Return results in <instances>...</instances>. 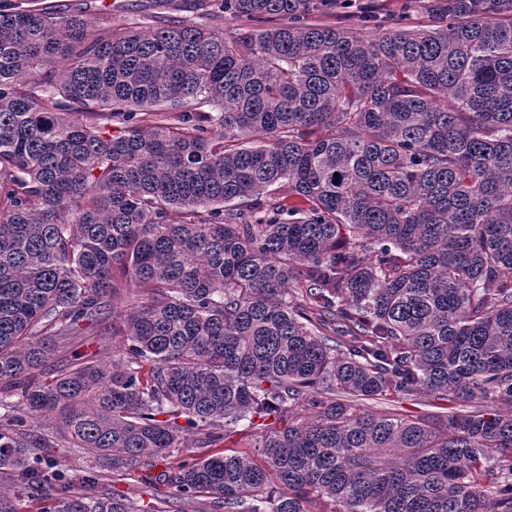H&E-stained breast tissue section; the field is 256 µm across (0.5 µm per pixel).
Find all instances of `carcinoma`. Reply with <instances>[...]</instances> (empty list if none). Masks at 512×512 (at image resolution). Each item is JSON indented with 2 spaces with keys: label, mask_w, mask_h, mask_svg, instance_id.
<instances>
[{
  "label": "carcinoma",
  "mask_w": 512,
  "mask_h": 512,
  "mask_svg": "<svg viewBox=\"0 0 512 512\" xmlns=\"http://www.w3.org/2000/svg\"><path fill=\"white\" fill-rule=\"evenodd\" d=\"M336 2L0 0V512H512V0ZM418 397L477 408L364 407ZM23 5L31 9L63 5L73 10H84L94 22L104 21L110 32H121L128 25L144 31L165 27L173 21L205 22L198 0H31ZM91 5V8L90 6ZM421 1L415 0H350L342 7H336L333 13L326 15L323 22L334 25L359 37L368 38L375 33L377 24H384L395 19L404 18L418 23L424 16L417 6ZM375 15L378 22L369 19ZM84 328V333L79 336L75 346L67 354L61 353L55 357L54 363L65 362L66 360L72 361L76 358V355L87 357V355L97 353L98 358L107 359L109 356L118 354L121 339L119 337L112 338V335L107 334L104 324L94 328Z\"/></svg>",
  "instance_id": "obj_1"
}]
</instances>
